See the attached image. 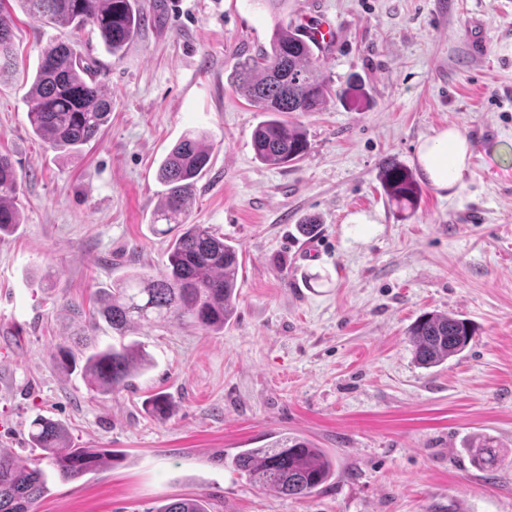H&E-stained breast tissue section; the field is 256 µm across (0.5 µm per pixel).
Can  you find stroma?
<instances>
[{
  "instance_id": "1",
  "label": "stroma",
  "mask_w": 512,
  "mask_h": 512,
  "mask_svg": "<svg viewBox=\"0 0 512 512\" xmlns=\"http://www.w3.org/2000/svg\"><path fill=\"white\" fill-rule=\"evenodd\" d=\"M149 19L120 55L80 42L112 95L99 137L62 154L33 135L26 93L46 42L15 11L17 72L0 84V153L22 177V222L0 237V449L27 458L36 415L78 448H107L98 471L52 477L34 512H158L206 496L210 512H512V6L506 0H289L296 25L331 24L319 53L334 89L299 161L259 162L263 114L230 83L268 47L256 0H139ZM453 127L472 158L461 182H422L416 210L389 202L383 159L417 169L416 151ZM189 130L212 164L190 223L241 251L237 313L219 332L131 325L153 366L108 395L53 364L76 328L69 304L132 270L156 274L167 243L151 218L159 162ZM308 217L311 235L298 226ZM324 250L305 260L307 238ZM471 322L448 363L412 359L408 327L425 312ZM166 394L160 417L145 404ZM288 433L328 449L336 475L287 498L228 465ZM493 437L502 477L470 462Z\"/></svg>"
}]
</instances>
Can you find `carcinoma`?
Returning <instances> with one entry per match:
<instances>
[{"label": "carcinoma", "instance_id": "1", "mask_svg": "<svg viewBox=\"0 0 512 512\" xmlns=\"http://www.w3.org/2000/svg\"><path fill=\"white\" fill-rule=\"evenodd\" d=\"M55 30L97 36L112 55L130 43L147 20L136 0H0V81L16 68L12 2ZM234 84L260 109L264 120L252 133L255 157L281 166L300 160L308 150L303 129L288 121L295 112H320L331 87L320 75L314 46L290 25L276 24L269 47L239 64ZM28 120L33 132L53 150L78 153L94 140L112 114V98L74 42L49 37L41 50L36 75L27 92ZM208 134L188 131L162 161L158 178L164 194L153 213V231L168 236V264L158 275L134 271L110 288L96 292L97 317L90 330L104 321L122 336L136 321H188L208 331H220L236 315L239 249L208 224L187 218L198 180L210 162ZM380 180L385 194L399 208L414 209L421 186L413 173L393 159L382 162ZM21 177L12 158L0 153V235L21 223L17 206ZM166 228H158V222ZM415 363L439 366L457 356L474 336L469 322L454 315L425 312L407 331ZM53 359L58 367L80 371L88 385L102 393L128 384L145 365L134 343L101 346L84 332L60 343ZM31 447L44 452L49 466L64 480L98 470L105 453L77 448L64 426L42 415L30 423ZM472 462L479 469H498V448L491 437L471 444ZM235 466L253 482L283 496L300 499L318 491L335 475L333 459L324 449L299 436H280L262 448H247ZM48 473L37 459L0 452V512H33L47 490ZM157 512H208L201 498H178Z\"/></svg>", "mask_w": 512, "mask_h": 512}]
</instances>
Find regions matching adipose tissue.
Listing matches in <instances>:
<instances>
[{
	"label": "adipose tissue",
	"mask_w": 512,
	"mask_h": 512,
	"mask_svg": "<svg viewBox=\"0 0 512 512\" xmlns=\"http://www.w3.org/2000/svg\"><path fill=\"white\" fill-rule=\"evenodd\" d=\"M471 145L457 130L445 128L425 139L417 153L425 178L440 189L454 187L469 165Z\"/></svg>",
	"instance_id": "ef3b65f1"
}]
</instances>
